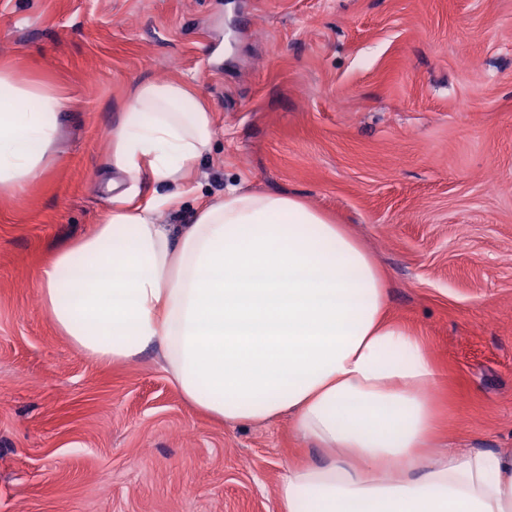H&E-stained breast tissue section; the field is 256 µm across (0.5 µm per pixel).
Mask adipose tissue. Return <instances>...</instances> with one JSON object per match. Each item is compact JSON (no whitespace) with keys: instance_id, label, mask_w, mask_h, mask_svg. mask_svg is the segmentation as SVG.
Listing matches in <instances>:
<instances>
[{"instance_id":"adipose-tissue-1","label":"adipose tissue","mask_w":512,"mask_h":512,"mask_svg":"<svg viewBox=\"0 0 512 512\" xmlns=\"http://www.w3.org/2000/svg\"><path fill=\"white\" fill-rule=\"evenodd\" d=\"M71 97L0 67V197L57 162ZM114 205L40 269L55 327L98 359L158 350L194 408L228 424L291 416L328 450L288 469L279 512H512V452L429 458L439 374L388 318L386 281L344 225L290 194L239 185L172 232L167 193L209 153L214 116L194 85L138 83L109 133Z\"/></svg>"}]
</instances>
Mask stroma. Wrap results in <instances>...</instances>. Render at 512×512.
<instances>
[{
    "mask_svg": "<svg viewBox=\"0 0 512 512\" xmlns=\"http://www.w3.org/2000/svg\"><path fill=\"white\" fill-rule=\"evenodd\" d=\"M55 86L56 166L0 199V512H276L325 453L288 417L192 408L158 351L104 362L55 328L37 272L111 208L108 131L141 81L193 82L228 186L348 225L388 314L442 379L433 452L512 449V0H0V66Z\"/></svg>",
    "mask_w": 512,
    "mask_h": 512,
    "instance_id": "obj_1",
    "label": "stroma"
}]
</instances>
